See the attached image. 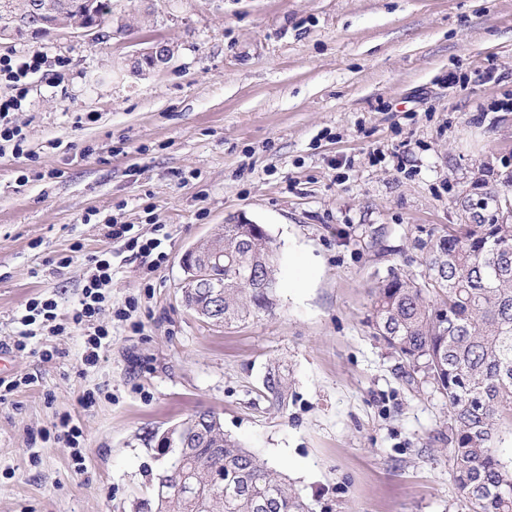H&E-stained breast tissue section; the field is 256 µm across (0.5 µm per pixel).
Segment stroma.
Listing matches in <instances>:
<instances>
[{"label": "stroma", "mask_w": 512, "mask_h": 512, "mask_svg": "<svg viewBox=\"0 0 512 512\" xmlns=\"http://www.w3.org/2000/svg\"><path fill=\"white\" fill-rule=\"evenodd\" d=\"M112 5L125 35L0 39L49 58L10 116L24 152L0 158V367L18 383L0 400V512H138L158 433L199 410L314 512H463L448 408L402 381L368 316L419 229L512 209V0ZM154 38L171 61L130 71ZM242 217L277 246L276 304L216 325L184 305L180 260ZM112 219L163 230L165 258L115 257L97 363L78 331L13 349L32 300L68 322ZM275 361L284 410L262 385Z\"/></svg>", "instance_id": "1"}]
</instances>
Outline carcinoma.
Segmentation results:
<instances>
[{"label":"carcinoma","mask_w":512,"mask_h":512,"mask_svg":"<svg viewBox=\"0 0 512 512\" xmlns=\"http://www.w3.org/2000/svg\"><path fill=\"white\" fill-rule=\"evenodd\" d=\"M65 2L72 6L54 24L36 27L32 38H48L77 21L112 27L106 0ZM215 241L224 249V323L272 310L278 280L270 236L252 224H226ZM414 249L422 270L388 272L375 289L369 324L407 385L448 402L446 457L465 512H512V460L497 446L499 426L512 423V218L433 227ZM212 292L207 278L185 289L204 317ZM263 388L273 405L288 407L281 364L267 368ZM184 425L191 446L162 452L175 451L179 466L166 460L149 473L151 512H313L292 486L224 434L214 412H197ZM184 484L193 486L194 496L178 492Z\"/></svg>","instance_id":"obj_1"}]
</instances>
